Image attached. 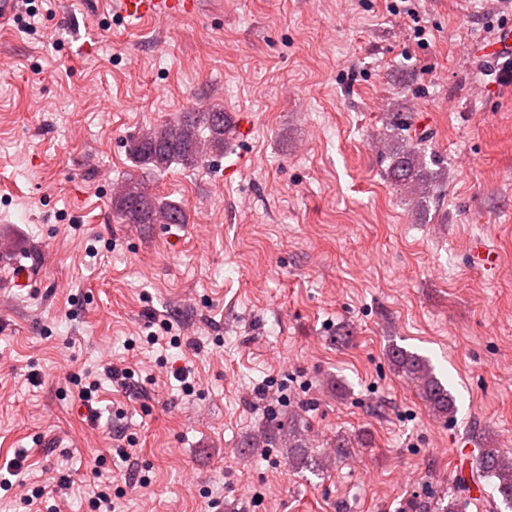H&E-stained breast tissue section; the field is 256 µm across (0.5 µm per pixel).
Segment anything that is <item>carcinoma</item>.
I'll use <instances>...</instances> for the list:
<instances>
[{
	"label": "carcinoma",
	"instance_id": "carcinoma-1",
	"mask_svg": "<svg viewBox=\"0 0 512 512\" xmlns=\"http://www.w3.org/2000/svg\"><path fill=\"white\" fill-rule=\"evenodd\" d=\"M405 122L393 121V133L398 147L389 151L390 174L405 183L408 193L423 198L430 192L426 181L429 170L419 148L405 142ZM230 131L224 110L215 106L194 108L175 120L140 132L129 143V159L134 174L126 180L123 192L112 198V209L125 224H156L161 215L173 223L186 222L183 208L149 192L143 173L166 169L173 164L193 168L206 162L211 155L224 152L225 135ZM395 370L417 385L420 395L432 414L451 417L456 413L453 397L434 375L426 360L401 348L390 352ZM279 444L288 449V458L303 467L312 461L304 434L293 416L267 415L260 431L247 444L249 448H264ZM496 479L495 489L502 501L512 506V456L502 448H482L467 477L457 478V494L439 505V512H464L466 492L486 479Z\"/></svg>",
	"mask_w": 512,
	"mask_h": 512
}]
</instances>
